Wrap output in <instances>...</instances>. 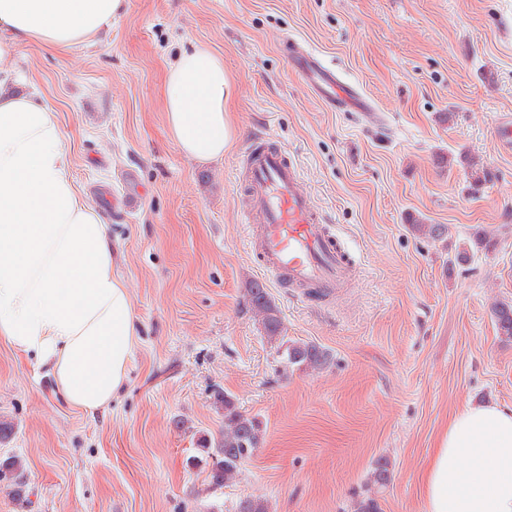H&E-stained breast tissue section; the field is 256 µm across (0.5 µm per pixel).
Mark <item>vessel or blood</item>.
<instances>
[{
  "label": "vessel or blood",
  "instance_id": "vessel-or-blood-1",
  "mask_svg": "<svg viewBox=\"0 0 512 512\" xmlns=\"http://www.w3.org/2000/svg\"><path fill=\"white\" fill-rule=\"evenodd\" d=\"M292 64L324 102L339 109L369 111L371 104L343 83L334 69L287 41ZM246 176L243 210L246 221H258L247 241L269 281L309 290L334 292L349 284L355 261L301 185L298 168L281 146L253 138L243 155Z\"/></svg>",
  "mask_w": 512,
  "mask_h": 512
}]
</instances>
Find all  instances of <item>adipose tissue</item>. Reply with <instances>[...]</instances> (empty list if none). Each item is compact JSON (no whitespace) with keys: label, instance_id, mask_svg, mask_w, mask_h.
Returning a JSON list of instances; mask_svg holds the SVG:
<instances>
[{"label":"adipose tissue","instance_id":"obj_1","mask_svg":"<svg viewBox=\"0 0 512 512\" xmlns=\"http://www.w3.org/2000/svg\"><path fill=\"white\" fill-rule=\"evenodd\" d=\"M126 0H0V337L53 374L71 407L107 409L126 383L136 318L117 248L75 184L53 109L17 92L4 63L19 43L69 51L111 29ZM224 58L196 45L168 68L162 101L174 145L198 162L233 142ZM424 512H512V408L467 403L422 472Z\"/></svg>","mask_w":512,"mask_h":512}]
</instances>
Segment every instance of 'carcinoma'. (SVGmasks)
<instances>
[{"label": "carcinoma", "instance_id": "1", "mask_svg": "<svg viewBox=\"0 0 512 512\" xmlns=\"http://www.w3.org/2000/svg\"><path fill=\"white\" fill-rule=\"evenodd\" d=\"M410 231L423 238L438 240L446 233L444 224L410 225ZM246 299L252 311L258 316L268 334L278 339L282 319L280 312L270 299L268 292L258 282L252 281L246 288ZM492 314L498 335L512 338V302L499 301L492 307ZM283 356L287 367L301 371L316 370L329 362V353L312 343H293L286 346ZM214 403L224 407V434L215 441L205 437L198 439V447L206 457L211 459L208 464L209 484L216 487L233 485L242 472L243 465L264 443L265 428L255 416L243 414L237 410L232 397L224 392L214 395ZM7 470L10 476L0 479V486L10 493L23 499L27 496V484L20 461L15 456L0 459V471ZM389 480V463L379 459L370 477L374 489L381 490ZM237 512H269L267 500L260 496H247L239 501Z\"/></svg>", "mask_w": 512, "mask_h": 512}]
</instances>
